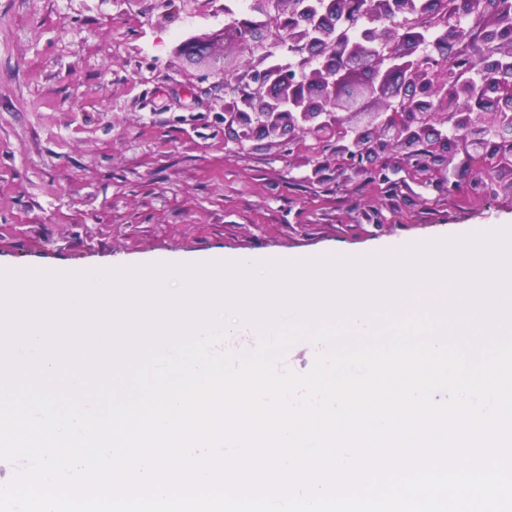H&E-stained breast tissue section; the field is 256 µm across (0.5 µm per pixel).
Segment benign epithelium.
I'll use <instances>...</instances> for the list:
<instances>
[{"label": "benign epithelium", "instance_id": "obj_1", "mask_svg": "<svg viewBox=\"0 0 512 512\" xmlns=\"http://www.w3.org/2000/svg\"><path fill=\"white\" fill-rule=\"evenodd\" d=\"M365 0L379 19L366 35L336 34V21L358 23L352 0H254L261 17L247 28L223 27L178 45L183 54L216 63L208 50L246 46L255 64L236 73L223 59L225 79L252 87L246 98L224 103L225 126L236 138L273 137L293 144L310 134L330 143L336 170L363 175L379 164L387 173L412 170L429 181L463 168L476 169L466 185L450 183L448 194L485 195L494 180L497 190L512 194V0ZM468 12L471 26L448 20ZM441 27L442 51L435 57L420 49L431 26ZM490 41L480 68L491 80L474 86L455 71L454 58L469 33ZM273 46L302 57L295 70L263 66ZM420 156H414L416 148Z\"/></svg>", "mask_w": 512, "mask_h": 512}]
</instances>
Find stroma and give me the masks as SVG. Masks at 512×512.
<instances>
[{"label": "stroma", "instance_id": "35a3bbf8", "mask_svg": "<svg viewBox=\"0 0 512 512\" xmlns=\"http://www.w3.org/2000/svg\"><path fill=\"white\" fill-rule=\"evenodd\" d=\"M231 0H0V270L330 256L512 227V195L337 174L312 137L239 142L222 74L177 51Z\"/></svg>", "mask_w": 512, "mask_h": 512}]
</instances>
